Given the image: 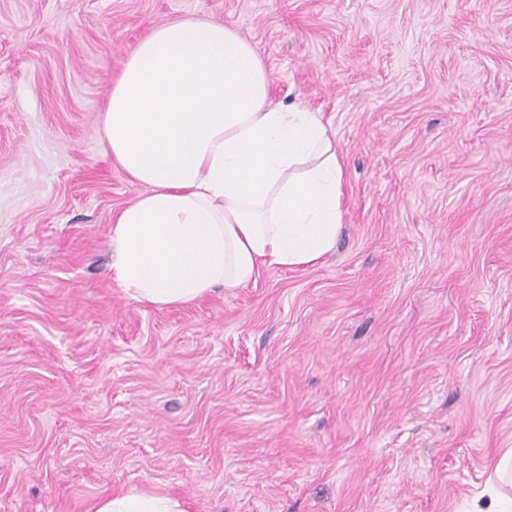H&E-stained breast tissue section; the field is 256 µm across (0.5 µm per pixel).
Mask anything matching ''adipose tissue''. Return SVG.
<instances>
[{"label":"adipose tissue","mask_w":512,"mask_h":512,"mask_svg":"<svg viewBox=\"0 0 512 512\" xmlns=\"http://www.w3.org/2000/svg\"><path fill=\"white\" fill-rule=\"evenodd\" d=\"M103 123L113 161L147 188L109 226L112 277L131 299L189 303L335 248L344 174L328 128L301 105L270 102L262 60L233 29L155 28L125 61ZM90 512L186 510L130 489Z\"/></svg>","instance_id":"ef3b65f1"}]
</instances>
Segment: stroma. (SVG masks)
I'll use <instances>...</instances> for the list:
<instances>
[{
	"mask_svg": "<svg viewBox=\"0 0 512 512\" xmlns=\"http://www.w3.org/2000/svg\"><path fill=\"white\" fill-rule=\"evenodd\" d=\"M204 18L320 113L335 250L155 309L109 269L144 188L103 113ZM512 448V0H0V512H469ZM89 512H187L183 504L167 496L129 489L97 499Z\"/></svg>",
	"mask_w": 512,
	"mask_h": 512,
	"instance_id": "stroma-1",
	"label": "stroma"
}]
</instances>
